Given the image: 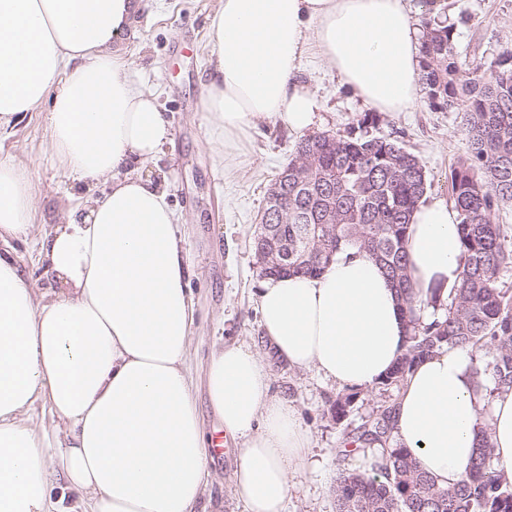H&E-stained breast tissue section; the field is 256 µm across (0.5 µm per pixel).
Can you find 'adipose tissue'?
Wrapping results in <instances>:
<instances>
[{
    "mask_svg": "<svg viewBox=\"0 0 512 512\" xmlns=\"http://www.w3.org/2000/svg\"><path fill=\"white\" fill-rule=\"evenodd\" d=\"M141 0H0V135L46 108L51 158L86 192L64 224L35 238L56 285L35 294L0 251V512H69L54 497L47 405L65 434L56 453L83 512H195L209 456L187 366L194 325L182 217L167 185L145 175L172 139L160 105L112 46ZM201 110L217 157L251 124L275 117L298 134L321 102L302 82L317 57L371 109L418 102L419 30L409 0H219L208 24ZM30 169L0 155V240L29 235ZM458 213L422 200L408 267L416 300L452 288L464 262ZM276 357L345 390L372 387L403 353L405 321L383 269L351 250L319 276H272L257 295ZM206 393L225 434L242 443L235 494L246 512H286L290 474L311 439L296 408L271 395L249 348L214 350ZM512 474V390L488 393L470 352L447 348L413 368L393 440L441 487L466 479L483 434Z\"/></svg>",
    "mask_w": 512,
    "mask_h": 512,
    "instance_id": "ef3b65f1",
    "label": "adipose tissue"
}]
</instances>
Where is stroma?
Segmentation results:
<instances>
[{
	"instance_id": "35a3bbf8",
	"label": "stroma",
	"mask_w": 512,
	"mask_h": 512,
	"mask_svg": "<svg viewBox=\"0 0 512 512\" xmlns=\"http://www.w3.org/2000/svg\"><path fill=\"white\" fill-rule=\"evenodd\" d=\"M454 26L459 60L491 65L512 49V0H440ZM216 0H147L120 37L135 76L153 91L172 124V141L145 166L166 178L170 201L185 223L191 261L189 286L196 311L189 365L200 375L214 343L244 344L260 354L271 377V392L298 410L312 436L310 465L291 480L287 512H336L335 486L342 470L370 471L369 449L348 444L347 433L388 400L381 385L358 391L343 422L329 413L337 389L311 370H295L269 350L259 328L255 296L263 282L251 242L268 188L287 165L300 137L278 119L257 123L244 148L227 158L232 175L222 174L205 140L201 110L208 72L207 27ZM302 77L317 89L323 110L316 132L345 134L364 105L337 79L329 65L310 59ZM382 134L399 138L425 166L428 198L448 200V176L466 153L458 113L420 103L412 112L384 115ZM0 153L33 170L35 222L40 231L62 223L83 188L53 164L47 151L43 115H26L0 136ZM241 444L232 440L220 456L208 459V476L197 512H244L232 476Z\"/></svg>"
}]
</instances>
